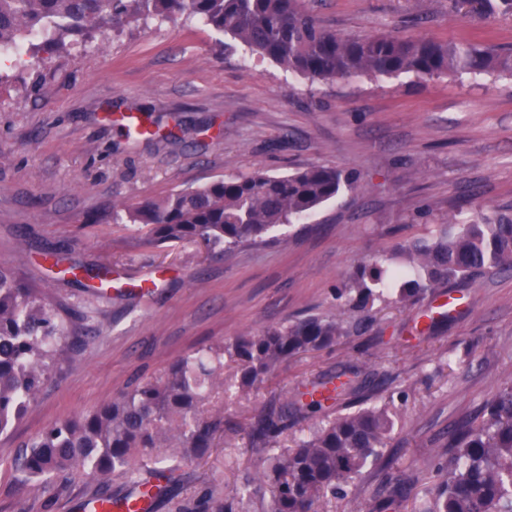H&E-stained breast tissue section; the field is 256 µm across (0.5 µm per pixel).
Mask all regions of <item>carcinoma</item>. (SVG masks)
<instances>
[{
	"mask_svg": "<svg viewBox=\"0 0 512 512\" xmlns=\"http://www.w3.org/2000/svg\"><path fill=\"white\" fill-rule=\"evenodd\" d=\"M479 15H512V0H458ZM198 18L251 52L303 77L335 80L412 73L419 78L498 72L512 76V51L477 43L389 35L344 37L324 28L300 0H0V41L33 34L27 51L66 50L77 40L106 43L107 29L134 21ZM153 141L154 123L129 131ZM355 174L322 165L284 176L255 173L219 180L125 208L129 221L150 227L159 245L200 241L226 251L267 243L269 231L300 221L337 198ZM436 236L400 246L405 263L386 266L379 256L336 287L339 306L365 311L385 298L403 307L424 305L439 288L485 272H512V219L492 216L472 224L448 221ZM42 261L71 280H104L107 269L66 261L46 249ZM66 321L41 292L0 267V434L9 431L35 399L52 366L65 353ZM348 336L342 319L307 317L237 336L183 356L163 377L132 382L86 414L45 429L20 455L23 483L79 472L93 482L90 495L106 496L111 479L134 486L152 457L170 448L182 459L205 456L224 432V399L250 395L292 356L332 348ZM362 390L358 373L345 369L297 390L252 424L255 470L232 495L203 492L179 512H318L343 496L370 464L386 468L384 448L394 427L395 401L326 417L291 448L275 444L288 420L311 418ZM450 458L435 459L437 482L418 512H512V381L487 402L480 420L464 419L448 432Z\"/></svg>",
	"mask_w": 512,
	"mask_h": 512,
	"instance_id": "obj_1",
	"label": "carcinoma"
}]
</instances>
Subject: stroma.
<instances>
[{
  "mask_svg": "<svg viewBox=\"0 0 512 512\" xmlns=\"http://www.w3.org/2000/svg\"><path fill=\"white\" fill-rule=\"evenodd\" d=\"M328 30L348 36L454 39L512 47V16L479 18L456 0H315ZM186 127L183 141L122 136L107 112ZM319 164L354 171V187L308 222L283 225L266 244L228 253L193 242L150 244L148 230L112 218L113 202L160 200L254 172L281 176ZM512 218V78L491 74L369 76L312 82L247 51L195 19H151L110 32L104 47L0 61V264L42 289L70 325L69 357L52 370L9 433L0 435V512H73L88 493L77 473L17 482L25 445L48 426L86 413L177 359L307 314L336 312V285L451 217ZM59 248L111 270L59 280L36 254ZM450 316L417 330L418 310L376 303L369 320L332 349L284 360L253 395L224 410L230 431L204 458L176 461L154 512H175L215 484L234 493L253 468L256 414L300 386L344 368L377 400L407 402L384 455L348 496L320 512H383L392 481L415 512L433 482L430 461L459 420L481 414L512 379V273L487 272L439 289Z\"/></svg>",
  "mask_w": 512,
  "mask_h": 512,
  "instance_id": "35a3bbf8",
  "label": "stroma"
}]
</instances>
